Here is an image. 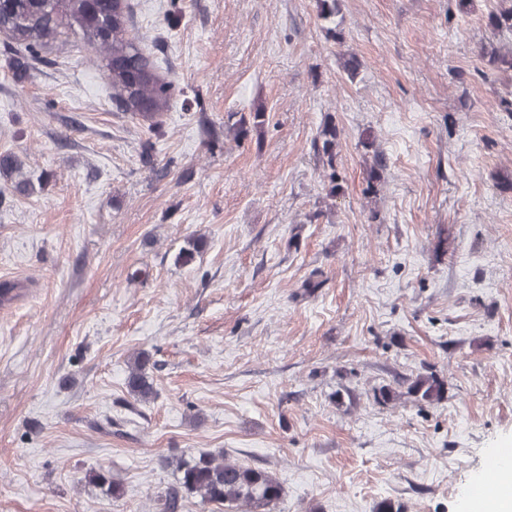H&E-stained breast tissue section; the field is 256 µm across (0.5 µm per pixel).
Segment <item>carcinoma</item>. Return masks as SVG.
<instances>
[{
	"label": "carcinoma",
	"instance_id": "obj_1",
	"mask_svg": "<svg viewBox=\"0 0 512 512\" xmlns=\"http://www.w3.org/2000/svg\"><path fill=\"white\" fill-rule=\"evenodd\" d=\"M319 16L335 22L340 13V0H318ZM133 15L131 0H0V32L23 58L16 61L24 72L42 60L41 52L58 43H82L97 49L103 57L107 76L112 80V104L121 112H130L150 121L147 137L141 145V158L152 163L153 136L160 130L158 117L164 112L175 91L174 84L156 69L151 48L145 40L130 36ZM491 26L512 31V5L489 15ZM264 113L251 115L252 122L242 118L233 127L237 138H246L250 131L260 128ZM338 132L335 123H323L318 140L319 150L329 169L330 195H336V145ZM22 163L14 154H0V173L16 175L9 189L24 194L30 180L20 176ZM205 242L200 238L187 241L180 250L178 261L189 264L201 253ZM150 357L136 356L128 367L126 388L135 400L148 402L155 395L147 369ZM446 388L443 380L434 375H419L407 383V393L418 401L432 405L440 402ZM180 474V488L200 497L205 503L221 504L228 512H264L284 495V486L273 473L260 468L226 461L214 455H181L171 460Z\"/></svg>",
	"mask_w": 512,
	"mask_h": 512
}]
</instances>
